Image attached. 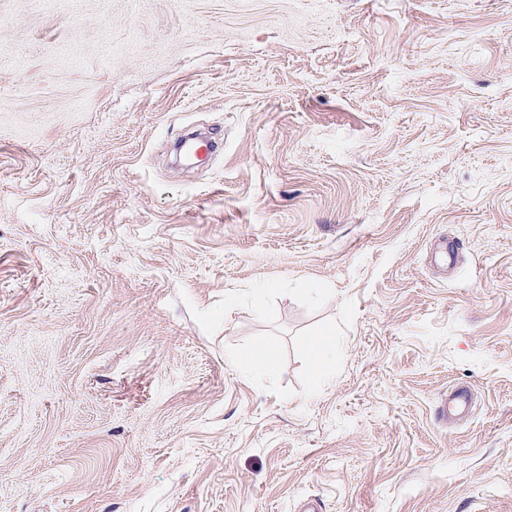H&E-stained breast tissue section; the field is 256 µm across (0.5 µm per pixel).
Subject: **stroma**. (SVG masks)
Returning <instances> with one entry per match:
<instances>
[{
    "label": "stroma",
    "instance_id": "stroma-1",
    "mask_svg": "<svg viewBox=\"0 0 512 512\" xmlns=\"http://www.w3.org/2000/svg\"><path fill=\"white\" fill-rule=\"evenodd\" d=\"M308 496L512 512V0H0V512ZM312 368L315 371L327 372L329 365L336 359L338 341L334 331L324 332L314 336L310 341ZM230 360L237 367L251 371L253 369H271L273 360L267 351H239L230 356ZM469 409V394L467 388L459 387L448 393V398L442 401L439 408L441 416L464 415Z\"/></svg>",
    "mask_w": 512,
    "mask_h": 512
}]
</instances>
